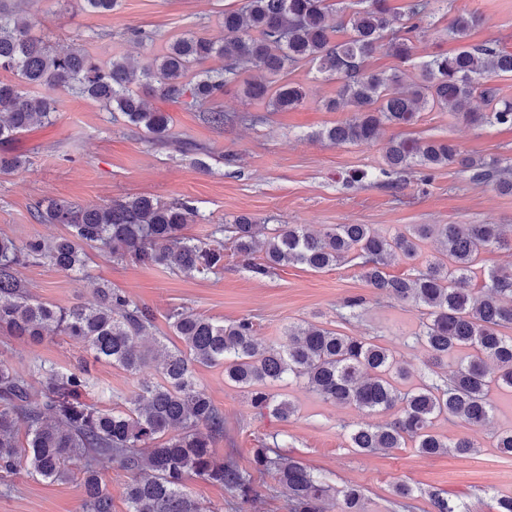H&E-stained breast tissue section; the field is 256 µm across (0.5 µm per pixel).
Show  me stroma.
Segmentation results:
<instances>
[{
  "mask_svg": "<svg viewBox=\"0 0 512 512\" xmlns=\"http://www.w3.org/2000/svg\"><path fill=\"white\" fill-rule=\"evenodd\" d=\"M244 0H121L109 13L90 11L84 0H31L37 17L32 36L59 49L80 44L101 62L112 56L132 59L161 54L168 42L193 31L213 40L224 36V13L241 8ZM481 16L468 44L496 41L512 49V0H451L439 10L415 41V54L454 53L459 44L445 29L451 13ZM140 29L148 39L136 42L130 32ZM289 81L303 87L302 106L272 112L248 100L239 86L225 89L220 101L227 121L216 128L202 108H188L149 97L151 107L169 112L174 139L204 146L201 154L182 155L153 144L146 134L127 127L120 113L106 111L89 99L58 93V116L0 143V154L19 155L24 169L0 173V235L21 242L32 236L53 238L67 231L62 224H38L31 209L41 200L97 204L127 195H147L161 201L192 200L198 209L187 236L210 240L215 225L232 223L240 214L261 224H304L319 230L328 224H371L391 232L409 224H509L512 195L470 182L459 166L434 172L431 182L409 178L403 189L389 188L382 176L387 141L397 130L385 128L371 144L336 145L318 139L323 128L349 117V110L328 112L322 99L335 96L336 80L300 67ZM407 135L453 141L471 156L512 159V127L472 125L450 112L427 109L407 127ZM362 181H354L356 173ZM21 275L40 299L66 307L89 297L108 282L155 314L151 333L169 347L180 346L166 314L181 307L216 321L251 319L261 343L281 342L288 324L313 323L341 334L371 336L407 363L411 383H418L423 353L411 335L418 316L410 306L377 298L359 267L346 264L320 272L305 266L280 267L258 276L238 256L225 255L224 268L207 278L188 277L162 266L116 262L89 249L83 277L64 274L48 264L22 268ZM367 300L363 316L344 322L336 311L345 299ZM82 348L64 336L38 343L16 340L0 330V360L19 373L36 363L66 368L76 365ZM94 376L105 395L96 402L114 408L118 397L135 391L138 378L109 364L96 365ZM198 385L224 413V439L214 444L218 456L251 469L252 450L267 435L284 439L286 454L322 474L335 489L359 486L364 512H394L393 489L406 482L416 488L437 487L466 502L470 512H491L496 497L512 496V457L500 454L493 435L512 428V393L493 395L496 410L489 424L463 428L445 419L436 429L448 437L468 434L478 444L466 458L448 452L434 457L413 448L362 455L350 448L346 425L364 422L356 408L321 401L301 384L280 382L275 393L292 401L295 415L281 421L258 415L244 389L225 380L220 366L196 370ZM187 492L209 512H287V491L271 478L257 480L256 505H238L225 487L188 476ZM80 478L50 482L18 471L0 477V512H83Z\"/></svg>",
  "mask_w": 512,
  "mask_h": 512,
  "instance_id": "stroma-1",
  "label": "stroma"
}]
</instances>
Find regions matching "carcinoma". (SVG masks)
<instances>
[{"instance_id": "cac0c4a2", "label": "carcinoma", "mask_w": 512, "mask_h": 512, "mask_svg": "<svg viewBox=\"0 0 512 512\" xmlns=\"http://www.w3.org/2000/svg\"><path fill=\"white\" fill-rule=\"evenodd\" d=\"M0 0V70L14 83L0 82V141L53 122L58 90L100 102L119 112L125 122L143 130L158 145H174L188 154L200 148L172 139V118L146 104L140 88L148 86L173 103L190 98L192 107L224 94L238 84L243 95L266 101L276 111L304 100L302 88L283 80L290 65L311 64L336 78V96L323 107L337 111L348 105L353 115L325 128L320 137L337 145L370 144L385 127L404 128L419 112L438 107L469 124L512 126V99L489 84L512 76V50L497 43L465 46L453 55L430 54L417 63L409 84L395 72L373 73L367 60L380 47L407 62L415 52L414 37L432 15V0H409L401 26L390 28L386 0H354L352 11L336 23L328 0H246L240 10L224 12V40L195 32L173 40L161 56L134 64L125 57L101 63L73 46L60 54L30 36L35 16L6 7ZM481 16H455L446 28L455 41L467 39ZM349 31L335 39L339 29ZM210 59L224 61L207 68ZM263 78L244 77L251 70ZM384 174H423L429 181L439 167L457 164L476 184L512 194V163L498 156L471 157L449 140L398 134L385 148ZM198 212L190 200L165 203L147 196H126L103 204L39 202L31 212L37 224H64L67 234L21 243L0 237V328L17 338L41 341L55 333L81 344L96 362L111 363L136 375L161 358L159 379H143L122 410H104L88 399L100 389L90 363L73 368L35 364L28 375L0 360V473L24 469L50 481L82 474L84 512H112V495L103 475L119 468L133 474L126 487L128 512H206L185 490V475L231 490L241 504L256 497V478L272 477L288 489V512H324L333 487L303 462L260 441L253 449V470H243L218 457L213 449L224 438V414L195 378L196 366H224V376L250 390L259 414L268 410L286 421L295 405L277 399L269 387L292 378L326 403L382 412L381 425L349 428V447L361 454L414 448L425 456L448 452L467 457L476 444L466 435L453 440L435 430L441 418L480 426L493 414L491 391L512 390V266L488 274L481 288L472 287L476 265L491 250H512V227L502 224H410L383 234L371 224H331L317 234L303 224H276L264 242L257 240L252 217L240 215L219 224L212 235H224L233 253L249 270L266 275L272 269L303 265L322 271L351 263L373 292L406 304L419 314L413 339L424 352L425 372L418 384L403 388L408 369L395 352L372 339L299 324L288 327L280 343L259 345L252 320L215 322L186 311L169 310L167 320L184 348L144 343L154 313L108 284L69 307L36 300L19 269L44 261L66 274L84 272V247L94 246L113 260L127 259L163 266L187 276H207L224 269V242H206L183 234ZM438 243V255L426 259L405 277L386 268L421 254L426 241ZM262 252V261L255 254ZM362 296L344 301L338 316H361ZM455 359L446 377L436 368ZM41 385L32 392V382ZM25 424L26 441L18 439ZM416 489L400 483L395 505L410 508ZM434 512H468L439 489L425 491ZM363 493L350 485L342 491L341 512H362Z\"/></svg>"}]
</instances>
